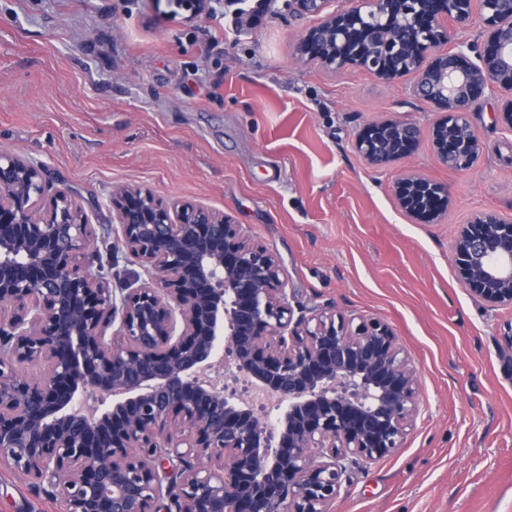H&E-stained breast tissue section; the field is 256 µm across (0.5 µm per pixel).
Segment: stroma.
Listing matches in <instances>:
<instances>
[{
  "instance_id": "obj_1",
  "label": "stroma",
  "mask_w": 512,
  "mask_h": 512,
  "mask_svg": "<svg viewBox=\"0 0 512 512\" xmlns=\"http://www.w3.org/2000/svg\"><path fill=\"white\" fill-rule=\"evenodd\" d=\"M187 18L168 0H0V154L23 153L68 189L96 232L112 288L140 268L109 197L134 184L223 211L280 260L294 315L335 308L395 333L420 384L400 448L350 464L331 512H512V306L462 286L453 237L479 211L512 218V127L487 95L469 114L480 154L442 164L428 140L381 167L356 150L367 125L428 129L436 107L357 67L332 71L297 43L317 17L264 0L259 23L230 0ZM448 187L418 224L395 185ZM0 512H65L0 462Z\"/></svg>"
}]
</instances>
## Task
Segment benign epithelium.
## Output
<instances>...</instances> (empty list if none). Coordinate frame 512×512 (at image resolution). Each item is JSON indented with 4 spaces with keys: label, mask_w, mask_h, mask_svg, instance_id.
Wrapping results in <instances>:
<instances>
[{
    "label": "benign epithelium",
    "mask_w": 512,
    "mask_h": 512,
    "mask_svg": "<svg viewBox=\"0 0 512 512\" xmlns=\"http://www.w3.org/2000/svg\"><path fill=\"white\" fill-rule=\"evenodd\" d=\"M475 1L485 40L448 47ZM174 2L196 18L213 0ZM327 2L288 5L314 16ZM362 4L322 17L297 51L392 79L411 47L414 93L441 112L431 144L442 162L471 168L480 146L469 112L487 90L512 91V0ZM372 13L382 53L336 49ZM420 137L409 123H374L356 147L380 165ZM395 193L424 223L448 205V189L421 176ZM110 204L149 277L119 293L93 269L84 207L47 194L43 166L24 154L0 155V460L50 487L66 512H329L348 464L401 446L420 387L388 324L333 309L293 318L278 258L221 211L133 185L113 189ZM452 250L464 288L512 306L511 220L475 215ZM221 348L239 392L219 377Z\"/></svg>",
    "instance_id": "benign-epithelium-1"
}]
</instances>
